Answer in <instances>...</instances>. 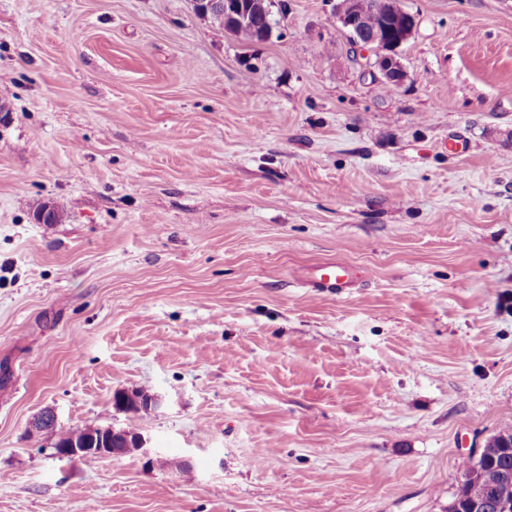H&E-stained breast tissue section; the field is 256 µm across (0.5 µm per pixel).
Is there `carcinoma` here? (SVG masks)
I'll list each match as a JSON object with an SVG mask.
<instances>
[{
	"label": "carcinoma",
	"instance_id": "carcinoma-1",
	"mask_svg": "<svg viewBox=\"0 0 512 512\" xmlns=\"http://www.w3.org/2000/svg\"><path fill=\"white\" fill-rule=\"evenodd\" d=\"M225 0H213L210 17L219 27L229 28L235 37L254 42L268 39L276 21L272 12L267 10L268 0H231V4H239L242 10L230 15L224 12ZM88 428H75L57 433L54 447L59 448L73 440H82L89 435ZM462 471L474 474L470 481L460 484L448 512H512V490L506 498H487L481 501L478 510H473L474 499L480 495V487L500 484L503 477H508L512 487V448H503L499 436L491 437L476 457L470 456L462 461Z\"/></svg>",
	"mask_w": 512,
	"mask_h": 512
}]
</instances>
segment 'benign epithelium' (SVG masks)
Listing matches in <instances>:
<instances>
[{"instance_id":"1","label":"benign epithelium","mask_w":512,"mask_h":512,"mask_svg":"<svg viewBox=\"0 0 512 512\" xmlns=\"http://www.w3.org/2000/svg\"><path fill=\"white\" fill-rule=\"evenodd\" d=\"M377 6L383 12V28L371 37L357 29L358 18L365 10L363 0H336L333 11L336 20L348 31L355 51L374 54L375 60L370 66L380 73L381 80L387 84L399 85L407 77L400 62V50L414 33L416 19L401 7L398 0H379ZM112 436L122 438L128 443L134 442L136 451L145 457L151 454L147 439L139 432L114 430ZM56 453L61 457L82 459L122 456L117 449L105 447V440H97L94 433L80 443L74 441L57 449Z\"/></svg>"}]
</instances>
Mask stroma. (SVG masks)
Returning <instances> with one entry per match:
<instances>
[{
	"label": "stroma",
	"mask_w": 512,
	"mask_h": 512,
	"mask_svg": "<svg viewBox=\"0 0 512 512\" xmlns=\"http://www.w3.org/2000/svg\"><path fill=\"white\" fill-rule=\"evenodd\" d=\"M287 3L0 0V512H446L512 429V0H401L399 85ZM214 3L210 8L209 16L222 29L226 31L231 23L233 27L227 29L235 37L247 41L255 42L267 40L273 31V26L277 22L272 18V11L266 10L268 0H232V5L239 4L242 11L232 10L236 17L224 12V3L226 0H211ZM225 26V28H224ZM358 274L350 264L326 261L311 267L308 282L322 293L336 295L346 288H352ZM92 428H75L65 432L57 433L56 440L54 442V448H58L56 450L57 455L61 457L67 458H82V459H93L100 457H120L122 453L117 450V448H104L105 440L103 439V435L105 430H101L99 434L100 439V447L95 448L97 444V436L94 432H91V436L88 439L78 443L76 440L80 441L89 435V432L92 431ZM76 439V440H74ZM74 440V441H73ZM73 441V442H72ZM68 442L70 443L65 448H60ZM94 445L90 447V444ZM106 445L110 446V438L106 436ZM105 446V447H107Z\"/></svg>",
	"instance_id": "1"
}]
</instances>
